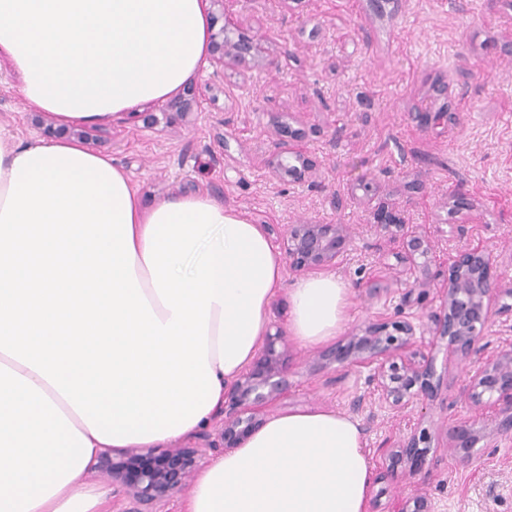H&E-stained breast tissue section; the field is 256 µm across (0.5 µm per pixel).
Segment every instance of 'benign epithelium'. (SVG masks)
Instances as JSON below:
<instances>
[{"label": "benign epithelium", "instance_id": "benign-epithelium-1", "mask_svg": "<svg viewBox=\"0 0 512 512\" xmlns=\"http://www.w3.org/2000/svg\"><path fill=\"white\" fill-rule=\"evenodd\" d=\"M210 4L212 26L210 61L216 72L229 66L272 64L262 40L249 36L225 13L224 0ZM433 91L442 104L433 112L415 115L428 130H445L456 113L448 111V86L437 84ZM198 91L187 88L168 103L170 111L182 118L190 115ZM284 112L270 115L277 132L288 133V140L276 143L267 167L278 176L302 180L312 172L308 157L297 145L302 136L291 127ZM377 227L387 237L395 258L408 270H419L414 287L436 290L440 305L420 326L410 320L380 319L365 323L323 351L319 358L339 367H374L373 381L379 399L398 412L410 404L433 402L448 388L437 374L434 350L466 360L472 356L479 368L469 377L462 395L473 405L491 409L495 432L512 435V349L487 351L481 345L486 324L497 317L512 320V305L498 304L500 286L494 275V257L487 245L470 242L448 256L436 260L435 246L428 234L409 227L399 214L383 211ZM268 236L281 245L293 271L323 270L336 265L351 239L347 224H290L282 230L275 224L263 225ZM430 341H425V336ZM290 353L282 332L269 333L253 362L224 393L223 424L216 437L201 433L193 442L168 448H104L89 462L88 470L112 482V486L137 504L134 512H166V506L189 485L205 460L240 447L266 422L269 409L288 399ZM480 420L469 418L453 428L454 448L468 453L480 439ZM432 435L428 430L412 431L381 449L390 465L379 471L383 480L397 475L395 466L405 464L408 473L418 472L426 462ZM392 512H434L424 493L399 502Z\"/></svg>", "mask_w": 512, "mask_h": 512}]
</instances>
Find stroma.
Segmentation results:
<instances>
[{
  "instance_id": "stroma-1",
  "label": "stroma",
  "mask_w": 512,
  "mask_h": 512,
  "mask_svg": "<svg viewBox=\"0 0 512 512\" xmlns=\"http://www.w3.org/2000/svg\"><path fill=\"white\" fill-rule=\"evenodd\" d=\"M252 33L269 37L265 69L205 73L188 121L93 126L94 150L127 169L145 203L173 195H210L254 223L349 224L353 233L334 269L351 290L345 331L365 322L417 317L439 305L436 292H411L412 275L385 268L374 222L378 209L397 211L427 231L439 249L486 243L502 287L512 289V0H224ZM448 85L459 119L447 131H421L415 112L438 106L431 86ZM21 79L0 56V120L22 141L43 137L20 96ZM286 112L305 131L315 162L297 181L273 175L271 113ZM231 131L228 147L218 137ZM344 204L334 208V196ZM389 288L370 295L367 283ZM288 400L275 413L326 408L353 414L365 432L364 451L380 469L384 444L414 428L434 431L437 467L374 481L370 512L393 496L426 493L438 512H512V436L481 440L470 454L447 446L446 427L474 416L460 389L478 368L453 362L448 393L433 406L399 413L380 408L368 367L322 364L318 348L292 343ZM363 407L352 411L351 402Z\"/></svg>"
}]
</instances>
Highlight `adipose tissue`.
I'll list each match as a JSON object with an SVG mask.
<instances>
[{
    "label": "adipose tissue",
    "instance_id": "adipose-tissue-1",
    "mask_svg": "<svg viewBox=\"0 0 512 512\" xmlns=\"http://www.w3.org/2000/svg\"><path fill=\"white\" fill-rule=\"evenodd\" d=\"M211 33L206 0H0V55L22 78L24 106L43 111L55 128L106 124L174 96L203 76ZM50 143L86 149L71 138ZM50 143L20 141L0 123V207L15 160ZM114 171L128 191L136 277L167 321L172 312L144 260L155 210L143 207L122 165ZM270 257L255 343L266 336L269 307L283 289L289 335L306 347L333 339L348 318L345 282L318 274L288 285L280 252ZM101 447L51 384L0 352V512H101L105 491L84 482ZM363 447L359 422L337 411L272 417L240 448L203 466L183 512H369L374 473Z\"/></svg>",
    "mask_w": 512,
    "mask_h": 512
}]
</instances>
